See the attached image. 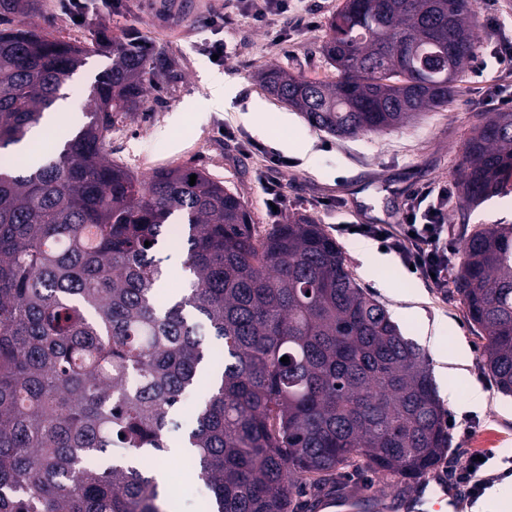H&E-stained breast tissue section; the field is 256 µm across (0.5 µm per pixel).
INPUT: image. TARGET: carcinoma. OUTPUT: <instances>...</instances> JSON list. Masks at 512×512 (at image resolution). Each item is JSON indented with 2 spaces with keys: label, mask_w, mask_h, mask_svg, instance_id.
Listing matches in <instances>:
<instances>
[{
  "label": "carcinoma",
  "mask_w": 512,
  "mask_h": 512,
  "mask_svg": "<svg viewBox=\"0 0 512 512\" xmlns=\"http://www.w3.org/2000/svg\"><path fill=\"white\" fill-rule=\"evenodd\" d=\"M33 2L0 0V512H165L145 460L172 430L196 455L208 512H300L301 494L319 502L341 474L422 478L451 445L430 359L322 225L292 215L261 233L203 170L142 179L112 161L115 118L143 107L156 75L144 48L112 40L87 122L21 165L16 146L88 55L30 26ZM478 26L475 0H341L323 46L336 75L269 66L261 83L330 135L383 131L448 107ZM511 180L512 113L491 112L464 148L460 209ZM163 242L190 274L166 305ZM459 252L452 279L483 369L510 397L512 225L465 233Z\"/></svg>",
  "instance_id": "carcinoma-1"
}]
</instances>
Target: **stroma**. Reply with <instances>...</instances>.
Segmentation results:
<instances>
[{
	"label": "stroma",
	"mask_w": 512,
	"mask_h": 512,
	"mask_svg": "<svg viewBox=\"0 0 512 512\" xmlns=\"http://www.w3.org/2000/svg\"><path fill=\"white\" fill-rule=\"evenodd\" d=\"M131 11L103 14L74 25L58 0H39L33 23L57 38L89 47L86 65L70 81L82 97L72 104V116L48 138L57 146L86 121L87 97L96 74L112 62L96 51L97 37L122 36L136 30L146 51L160 57V71L144 107L118 118L107 138L114 162L147 177L158 168L183 166L208 172L240 194L252 220L264 229L289 214L317 219L341 246L345 263L357 282L384 304L404 336L426 353L442 350L433 362L440 400L451 424V451L425 477L423 484H445L452 490L458 512L487 503L491 495L507 500L512 512V397L498 393L482 367L479 340L456 292L430 287L411 274L398 254L363 252L364 237L346 235L344 224H398L408 196L416 189L445 183L457 187V167L464 144L485 113L498 111V102L512 98V71L488 68L484 75L467 71L464 93L447 110L424 112L388 131L339 139L310 127L299 112L278 103L260 86L262 66L277 65L309 79L332 77L321 46L327 22L339 0H301L298 15L289 17V39L279 42L274 31L253 26L239 17L223 38L232 49L224 63L201 50L211 33L204 21L222 10L225 0H130ZM480 16L497 24L481 26L480 57H489L500 36L512 38V0H477ZM206 73L223 74L234 88L231 102L220 103L219 92L203 81ZM201 99L213 100L205 120L181 130L168 127L171 112L189 108ZM283 162L278 176L287 202L280 213L265 204L258 183L260 172L271 169L272 156ZM481 224H512V195L492 197L467 211L448 210V239L458 242ZM486 394V405L469 407L473 386ZM489 452L479 473L484 490L472 496L453 477L475 452ZM167 471L175 487L173 512H206L208 490L194 472L178 470L180 456L167 454Z\"/></svg>",
	"instance_id": "1"
}]
</instances>
